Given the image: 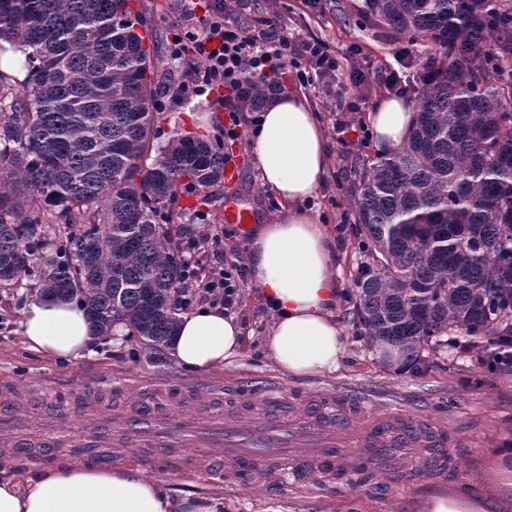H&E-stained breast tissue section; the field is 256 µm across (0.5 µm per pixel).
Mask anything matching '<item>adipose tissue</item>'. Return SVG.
<instances>
[{"instance_id": "1", "label": "adipose tissue", "mask_w": 512, "mask_h": 512, "mask_svg": "<svg viewBox=\"0 0 512 512\" xmlns=\"http://www.w3.org/2000/svg\"><path fill=\"white\" fill-rule=\"evenodd\" d=\"M415 106L398 98L379 101L368 115L378 149L407 138ZM260 179L278 196L277 223L256 225L248 254L257 288L274 315L264 348L286 376L331 374L341 365L345 336L336 315L343 286L334 271L336 248L302 204L324 183L326 134L305 99H274L253 138ZM34 353L78 360L94 355L101 338L88 310L72 301L34 296L20 322ZM244 349L243 330L220 308L182 316L167 351L179 365L205 372L233 363ZM0 512H224L220 496H173L164 482L127 468L73 465L37 475L0 478ZM422 512H498L495 500L451 491L429 495Z\"/></svg>"}]
</instances>
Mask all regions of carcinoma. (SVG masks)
Here are the masks:
<instances>
[{"instance_id":"cac0c4a2","label":"carcinoma","mask_w":512,"mask_h":512,"mask_svg":"<svg viewBox=\"0 0 512 512\" xmlns=\"http://www.w3.org/2000/svg\"><path fill=\"white\" fill-rule=\"evenodd\" d=\"M378 27L434 52L406 140L363 161L353 198L365 255L356 314L408 365L462 331L512 342V0H362ZM128 0H0V40L32 49L21 88L0 84V288L34 276L162 345L176 332L184 257L166 204L202 201L224 155L174 134L155 144L166 81ZM61 225L49 236L46 225Z\"/></svg>"}]
</instances>
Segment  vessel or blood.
Here are the masks:
<instances>
[{
  "label": "vessel or blood",
  "instance_id": "b4317fda",
  "mask_svg": "<svg viewBox=\"0 0 512 512\" xmlns=\"http://www.w3.org/2000/svg\"><path fill=\"white\" fill-rule=\"evenodd\" d=\"M196 396L215 400L225 398L226 393L223 388L206 384L157 386L149 401L114 419L112 427L98 425L83 430L70 448H62L54 436H45L40 444L41 464H60L69 453L95 466H109L112 457L108 449L116 433L149 442L152 453L143 461L146 467H181L202 479L218 478L234 485L253 483L266 473L271 483L285 487L313 486L321 477L351 487L360 478L347 454L351 448L362 449L375 467L384 471L390 468L388 450L394 446L432 449L439 473L454 464L447 432L427 431L416 419L404 418L388 426H354L355 414L367 405L361 396L337 395L325 418L320 415L321 400L311 399L301 416L283 410L288 388L280 381L270 380L249 392L252 407L248 419L234 414L221 418L195 414L187 420L173 416L176 405ZM18 410L14 401L0 398V446L9 448L13 456L22 457L27 442L16 433ZM174 443L189 446L190 459L173 460L169 448Z\"/></svg>",
  "mask_w": 512,
  "mask_h": 512
}]
</instances>
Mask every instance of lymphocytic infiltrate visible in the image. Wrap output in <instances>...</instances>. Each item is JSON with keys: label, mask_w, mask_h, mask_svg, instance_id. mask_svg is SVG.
<instances>
[{"label": "lymphocytic infiltrate", "mask_w": 512, "mask_h": 512, "mask_svg": "<svg viewBox=\"0 0 512 512\" xmlns=\"http://www.w3.org/2000/svg\"><path fill=\"white\" fill-rule=\"evenodd\" d=\"M180 2L183 25L169 45V58L178 63L190 52L198 64L186 79L168 84L164 96L186 102L204 96L209 106L227 110L230 123L224 136L229 140L239 139L241 123L258 125L253 112L258 83L289 76L303 87L322 85L342 68L324 41L279 30L273 18H259L250 30L232 26L230 15L249 0ZM215 242L207 234L188 241L186 274L177 295L186 305L206 302L230 311L238 303L247 268L243 261L225 260Z\"/></svg>", "instance_id": "f902f5d3"}]
</instances>
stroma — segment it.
I'll list each match as a JSON object with an SVG mask.
<instances>
[{"label": "stroma", "instance_id": "35a3bbf8", "mask_svg": "<svg viewBox=\"0 0 512 512\" xmlns=\"http://www.w3.org/2000/svg\"><path fill=\"white\" fill-rule=\"evenodd\" d=\"M356 2L318 0L312 5L308 0H252L251 11L235 17L237 24L247 28L253 17L271 16L280 29L319 38L340 53L350 52V66L365 75L364 83L357 87L345 74L325 89L299 88L292 83L287 86L288 93L305 97L311 110L319 113L329 143L328 175L312 211L319 223L325 224L339 255L336 273L345 295L337 315L346 336V354L334 374L285 381L289 390L305 398L339 392L364 395L371 402L367 417L374 421L404 411L425 417L428 423L447 432L461 434V441L451 450L456 458L455 468L445 475H418L420 452L409 448L401 456L400 474L377 475L374 484L359 488L282 490L260 484L204 482L177 470L161 473V480L168 482L174 493L223 496L225 512H421L425 497L435 492L494 493L488 474L493 453L512 444V372H488L486 362L493 352L489 343L425 349L427 367L418 374L406 367L385 365L363 335L354 313V276L363 255L352 213L355 186L350 172L363 158L378 151L374 135L367 131L369 112L387 95L378 74L392 63L394 52L409 42L407 36L362 22L353 9ZM130 5L149 23V43L160 62L158 75L180 79L183 68L168 60V45L181 21L177 0H130ZM337 98L355 102L357 111H328V104ZM208 109L207 101L201 98L189 103L167 102L165 110L156 114L159 142H166L177 130L218 140L223 121L204 124L197 119ZM339 119L352 122L354 132L339 137L333 128ZM251 138L252 133L247 130L241 139L224 143V152L236 163L240 177L235 183L217 188L216 201L205 208L207 222L219 239V249L229 259L245 255L254 224L225 223V199H236L251 208L255 224L275 222L281 213L277 195L260 180ZM37 286L35 278L25 277L14 286L0 288V388L15 393L27 421L43 422L60 402L79 401V389L95 381L113 380L137 389L158 380L228 387L282 378L262 343L272 314L264 308L254 281L244 283L235 311L244 329L242 357L208 372L185 369L169 359L163 348L146 345L137 336L126 337L119 347L102 342L95 355L83 361H61L28 350L19 334V322Z\"/></svg>", "mask_w": 512, "mask_h": 512}]
</instances>
